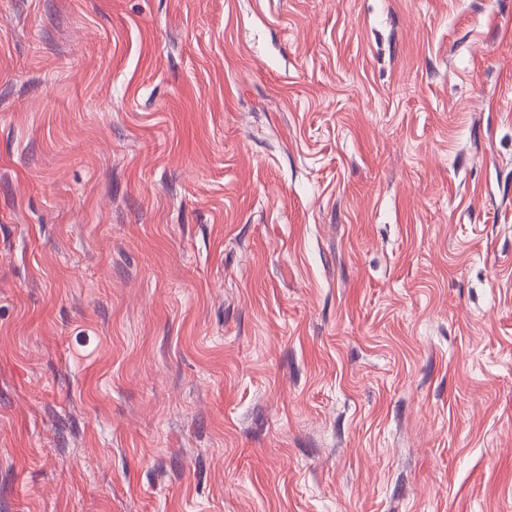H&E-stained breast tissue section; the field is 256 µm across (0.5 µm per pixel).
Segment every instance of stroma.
<instances>
[{
  "instance_id": "stroma-1",
  "label": "stroma",
  "mask_w": 512,
  "mask_h": 512,
  "mask_svg": "<svg viewBox=\"0 0 512 512\" xmlns=\"http://www.w3.org/2000/svg\"><path fill=\"white\" fill-rule=\"evenodd\" d=\"M0 512H512V0H0Z\"/></svg>"
}]
</instances>
